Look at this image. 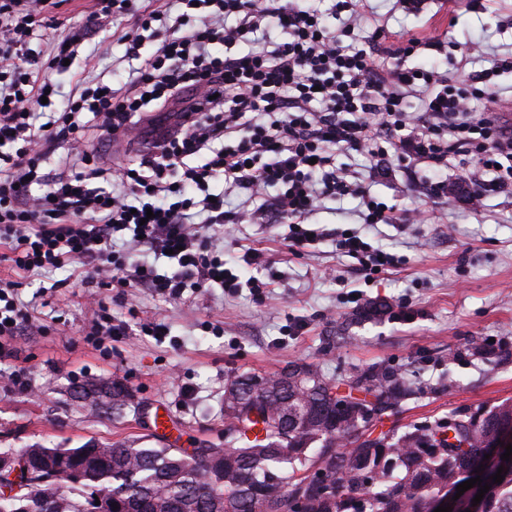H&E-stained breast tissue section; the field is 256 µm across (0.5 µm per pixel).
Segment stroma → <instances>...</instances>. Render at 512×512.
I'll return each mask as SVG.
<instances>
[{"mask_svg": "<svg viewBox=\"0 0 512 512\" xmlns=\"http://www.w3.org/2000/svg\"><path fill=\"white\" fill-rule=\"evenodd\" d=\"M385 22L392 32L440 41V49H420L408 64L460 82L483 68L463 64L470 43L512 51V0H425L416 13L391 9ZM128 25L108 19L89 35L58 78L62 95L77 79L124 78L138 67L118 40ZM344 163L380 200L402 211L426 208L429 222L371 226L361 222L358 200L328 198L309 217L320 238L295 254L284 244L287 225L228 224L216 232L225 261L265 288L228 294L216 287L184 300L83 284L70 264L31 278L0 264V280L15 282L38 324L17 338L16 356L0 359V448L141 437L149 432V409L169 416L180 447L220 448L226 372L273 374L296 363L339 380L373 365L411 374L417 394L378 417L376 435L512 399V357L486 360L467 349L474 338L512 346V193L488 196L475 209L463 194L429 197L426 184L439 170L418 168L415 187L405 168L376 178L372 160ZM343 230L396 255V268L360 273L358 259L336 248ZM249 248L262 253L265 266L243 262ZM102 314L126 325L127 335L91 337ZM149 319L165 323L167 335H141ZM18 367L29 371L30 392L8 382ZM115 379L136 402L122 416L80 399L84 387Z\"/></svg>", "mask_w": 512, "mask_h": 512, "instance_id": "35a3bbf8", "label": "stroma"}]
</instances>
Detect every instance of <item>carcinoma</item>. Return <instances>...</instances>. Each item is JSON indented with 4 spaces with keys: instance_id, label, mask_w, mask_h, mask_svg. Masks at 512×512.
Returning a JSON list of instances; mask_svg holds the SVG:
<instances>
[{
    "instance_id": "1",
    "label": "carcinoma",
    "mask_w": 512,
    "mask_h": 512,
    "mask_svg": "<svg viewBox=\"0 0 512 512\" xmlns=\"http://www.w3.org/2000/svg\"><path fill=\"white\" fill-rule=\"evenodd\" d=\"M229 371L224 381V447L187 452L155 436L78 448H0L27 458L42 481L19 498L0 495V512H434L467 481L500 430L512 429V402L458 411L430 425L356 438L373 417L414 393L399 370L367 368L350 377L373 399L330 402L335 381L310 365L264 375ZM83 398L121 415L130 391ZM255 406L254 419L244 411ZM349 448L342 449V446ZM319 464L327 484L302 477ZM489 482L484 512H512V470ZM117 507H112V504Z\"/></svg>"
}]
</instances>
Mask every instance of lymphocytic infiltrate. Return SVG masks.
<instances>
[{
  "instance_id": "lymphocytic-infiltrate-1",
  "label": "lymphocytic infiltrate",
  "mask_w": 512,
  "mask_h": 512,
  "mask_svg": "<svg viewBox=\"0 0 512 512\" xmlns=\"http://www.w3.org/2000/svg\"><path fill=\"white\" fill-rule=\"evenodd\" d=\"M53 0H0V263L32 274L64 262L82 280L145 288L168 298L214 286L261 287L240 279L204 226L287 223L289 252L310 244L305 221L327 198L358 199L367 224H422L424 209L398 213L369 185L336 166L360 155L412 170L425 164L460 172L469 203L512 190V129L470 116L465 93L447 74L406 61L415 36L392 39L369 0H336L339 24L288 0H96L80 33L54 43L46 63L30 46L55 28ZM131 16L120 36L140 65L108 85L78 81L66 107L45 126L33 110L57 93L84 35L115 14ZM276 21L282 39L264 38ZM371 24L370 41L355 39ZM422 103L408 111L407 97ZM154 130L134 163L105 166L92 141ZM71 163L46 194L43 163L56 151ZM222 181L224 189L211 193ZM243 196L235 212L225 192ZM204 222H197V214ZM168 255L171 269L114 256ZM337 248L372 273L396 265L360 236Z\"/></svg>"
}]
</instances>
